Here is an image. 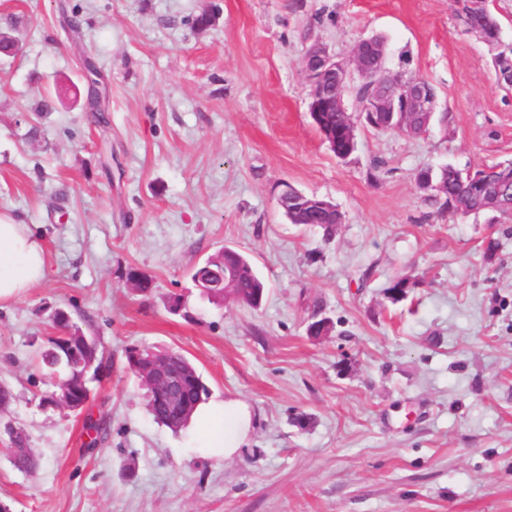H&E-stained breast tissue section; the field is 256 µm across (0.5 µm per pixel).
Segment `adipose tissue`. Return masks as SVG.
<instances>
[{"label":"adipose tissue","instance_id":"ef3b65f1","mask_svg":"<svg viewBox=\"0 0 512 512\" xmlns=\"http://www.w3.org/2000/svg\"><path fill=\"white\" fill-rule=\"evenodd\" d=\"M48 277V259L40 237L29 225L0 221V305L15 301ZM192 422L191 447L229 459L246 444L252 412L236 398L200 404Z\"/></svg>","mask_w":512,"mask_h":512}]
</instances>
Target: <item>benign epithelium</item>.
<instances>
[{
  "label": "benign epithelium",
  "instance_id": "1",
  "mask_svg": "<svg viewBox=\"0 0 512 512\" xmlns=\"http://www.w3.org/2000/svg\"><path fill=\"white\" fill-rule=\"evenodd\" d=\"M490 47H502L504 42L500 27H495V36L481 25L467 27ZM386 49L374 37L360 40L348 60H340L329 48L319 42L311 44L304 54V70L310 85L309 113L313 123H318L322 112H341L343 125L333 131L318 129L323 140L329 142L338 136L355 147L356 130L362 125L375 130L387 131L392 125L394 114L403 113L404 120L398 131L418 136L427 132L435 114L437 97L430 84L419 76L402 73L389 75L385 69ZM497 83L512 84V53L504 52L494 58ZM360 82H372L371 94L362 101H354L353 107L346 104L347 93L354 89L353 75ZM473 186L467 198L455 203V210L461 213L480 212L487 208L512 211V194L504 187L512 182V168L493 167L470 174ZM279 208L299 207L301 209L326 208L323 199L294 191L288 183L281 185L276 198ZM150 395L165 404L174 418L183 415L185 400L182 395L183 379L171 371L167 364L149 367Z\"/></svg>",
  "mask_w": 512,
  "mask_h": 512
}]
</instances>
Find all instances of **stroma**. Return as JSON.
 I'll return each instance as SVG.
<instances>
[{
  "instance_id": "stroma-1",
  "label": "stroma",
  "mask_w": 512,
  "mask_h": 512,
  "mask_svg": "<svg viewBox=\"0 0 512 512\" xmlns=\"http://www.w3.org/2000/svg\"><path fill=\"white\" fill-rule=\"evenodd\" d=\"M220 12L206 27L198 16ZM456 0H0V216L43 236L50 273L0 306V502L11 512H512V216L442 209L423 166L512 162V89ZM387 43L426 78L427 133L313 126L304 53ZM100 72L107 122L83 103ZM49 111H39L42 100ZM42 131L28 134L31 124ZM332 201L330 241L288 223L281 183ZM495 239L498 253L486 260ZM233 247L262 305L212 302L194 268ZM151 278L131 288L130 272ZM418 288L397 304L388 283ZM180 298L179 311L170 308ZM65 309L112 369L83 413L43 403L38 353ZM334 324L307 328L314 311ZM133 348L176 349L255 425L224 460L153 421ZM106 418L91 445L88 419ZM40 457L11 463L9 429Z\"/></svg>"
}]
</instances>
